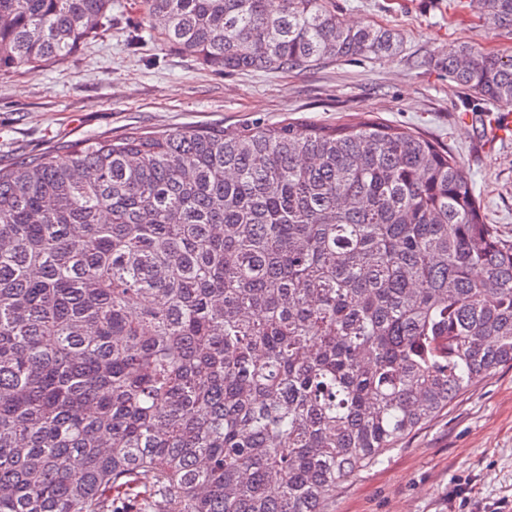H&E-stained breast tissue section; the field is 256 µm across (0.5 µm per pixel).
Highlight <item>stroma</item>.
Segmentation results:
<instances>
[{"instance_id": "1", "label": "stroma", "mask_w": 512, "mask_h": 512, "mask_svg": "<svg viewBox=\"0 0 512 512\" xmlns=\"http://www.w3.org/2000/svg\"><path fill=\"white\" fill-rule=\"evenodd\" d=\"M356 25L394 30L395 55L293 72L222 74L154 42L133 41V0L104 31L47 70L0 72V157L39 154L132 128L221 127L294 119L333 123L373 113L417 130L464 165L486 217L512 238V133L503 113L472 112L441 60L468 43L512 53L475 0H335ZM512 500V367L497 369L406 436L336 494L333 512H487Z\"/></svg>"}]
</instances>
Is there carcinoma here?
I'll list each match as a JSON object with an SVG mask.
<instances>
[{
    "label": "carcinoma",
    "mask_w": 512,
    "mask_h": 512,
    "mask_svg": "<svg viewBox=\"0 0 512 512\" xmlns=\"http://www.w3.org/2000/svg\"><path fill=\"white\" fill-rule=\"evenodd\" d=\"M115 0H0V71ZM512 36V0H479ZM137 37L226 73L390 55L334 0H139ZM512 112V55L442 59ZM512 366V240L464 165L377 119L132 129L0 160V512H330Z\"/></svg>",
    "instance_id": "1"
}]
</instances>
